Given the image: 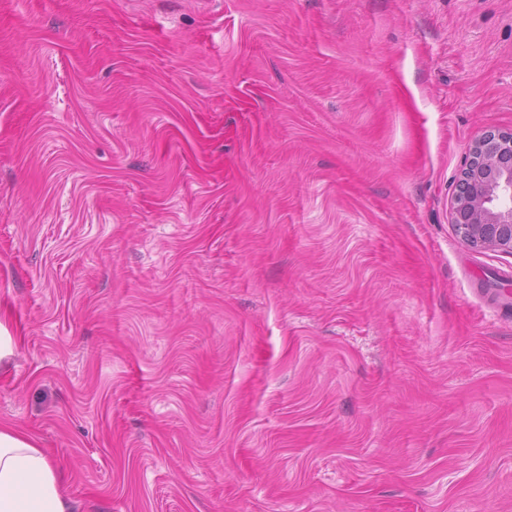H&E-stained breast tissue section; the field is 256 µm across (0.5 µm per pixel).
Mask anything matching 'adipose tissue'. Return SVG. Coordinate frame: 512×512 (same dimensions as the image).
<instances>
[{
	"instance_id": "obj_1",
	"label": "adipose tissue",
	"mask_w": 512,
	"mask_h": 512,
	"mask_svg": "<svg viewBox=\"0 0 512 512\" xmlns=\"http://www.w3.org/2000/svg\"><path fill=\"white\" fill-rule=\"evenodd\" d=\"M0 512H70L66 481L36 439L1 424Z\"/></svg>"
}]
</instances>
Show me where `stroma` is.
I'll return each instance as SVG.
<instances>
[{
	"label": "stroma",
	"mask_w": 512,
	"mask_h": 512,
	"mask_svg": "<svg viewBox=\"0 0 512 512\" xmlns=\"http://www.w3.org/2000/svg\"><path fill=\"white\" fill-rule=\"evenodd\" d=\"M512 0H0V424L71 512H512ZM460 180L469 191L454 195L450 216L461 242L512 254V133L489 131L476 139Z\"/></svg>",
	"instance_id": "stroma-1"
}]
</instances>
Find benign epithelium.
Here are the masks:
<instances>
[{"label":"benign epithelium","mask_w":512,"mask_h":512,"mask_svg":"<svg viewBox=\"0 0 512 512\" xmlns=\"http://www.w3.org/2000/svg\"><path fill=\"white\" fill-rule=\"evenodd\" d=\"M460 179L468 192L454 195L450 216L461 242L512 254V133L476 139Z\"/></svg>","instance_id":"1"}]
</instances>
